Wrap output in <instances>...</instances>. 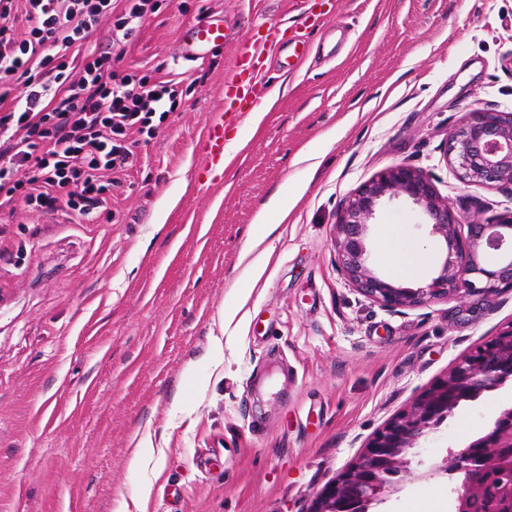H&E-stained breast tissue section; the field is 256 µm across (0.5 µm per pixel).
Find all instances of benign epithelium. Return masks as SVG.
Wrapping results in <instances>:
<instances>
[{
	"label": "benign epithelium",
	"instance_id": "benign-epithelium-1",
	"mask_svg": "<svg viewBox=\"0 0 512 512\" xmlns=\"http://www.w3.org/2000/svg\"><path fill=\"white\" fill-rule=\"evenodd\" d=\"M447 161L464 184L512 194V113H468L446 148ZM403 196L418 207L429 234L443 253L429 282L403 287L378 269L368 247L372 219L384 198ZM462 224L433 179L405 163L364 182L334 224L337 265L363 296L389 310L416 308L433 300L472 298L469 311L482 310L504 290L512 291V212L493 222ZM512 381V329L479 346L448 378L426 390L366 446L360 462L327 485L308 512H371L398 492L424 465L415 448L464 402ZM426 474L462 475L453 489V512H512V406L499 412L488 432L452 452Z\"/></svg>",
	"mask_w": 512,
	"mask_h": 512
}]
</instances>
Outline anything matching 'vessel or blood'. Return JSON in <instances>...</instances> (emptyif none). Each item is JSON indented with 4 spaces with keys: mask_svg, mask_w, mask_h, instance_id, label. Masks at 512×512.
<instances>
[{
    "mask_svg": "<svg viewBox=\"0 0 512 512\" xmlns=\"http://www.w3.org/2000/svg\"><path fill=\"white\" fill-rule=\"evenodd\" d=\"M319 14L311 12L304 16L300 30L284 32L279 25L267 26L259 40L249 43L246 51L236 60V72L224 86V98L229 108L220 110L209 122L198 142L202 156L199 175L205 181L220 179L224 173V124L239 113L259 109L267 96V62L280 53L282 45L292 46L296 61L291 71H298L311 54V49L302 36L304 29L319 25ZM183 61L193 63L211 54L224 44V18L211 15L207 20L187 25L181 32Z\"/></svg>",
    "mask_w": 512,
    "mask_h": 512,
    "instance_id": "1",
    "label": "vessel or blood"
}]
</instances>
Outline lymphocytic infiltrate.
Masks as SVG:
<instances>
[{"instance_id":"lymphocytic-infiltrate-1","label":"lymphocytic infiltrate","mask_w":512,"mask_h":512,"mask_svg":"<svg viewBox=\"0 0 512 512\" xmlns=\"http://www.w3.org/2000/svg\"><path fill=\"white\" fill-rule=\"evenodd\" d=\"M167 0H0V214L92 222L191 87L124 58ZM107 47L89 46L101 22Z\"/></svg>"}]
</instances>
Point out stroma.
<instances>
[{"label": "stroma", "mask_w": 512, "mask_h": 512, "mask_svg": "<svg viewBox=\"0 0 512 512\" xmlns=\"http://www.w3.org/2000/svg\"><path fill=\"white\" fill-rule=\"evenodd\" d=\"M306 0H171L125 58L198 77L140 147L115 217L68 223L19 207L0 226V512H307L370 439L477 347L512 328V292L389 312L336 266L349 196L397 163L432 175L462 223L512 211V195L461 183L444 156L468 112L512 111V0H324L298 73L259 127L203 183L195 151L224 106V79L254 23L297 20ZM222 13V49L190 68L182 29ZM294 199L288 216L274 206ZM277 225L262 238L259 220ZM384 236L440 244L405 198L384 200ZM234 312L225 321V312ZM512 389L464 404L423 442L425 463L484 435ZM161 464H132L140 438ZM148 501H141L144 485ZM447 477H422L376 512H452Z\"/></svg>", "instance_id": "stroma-1"}]
</instances>
